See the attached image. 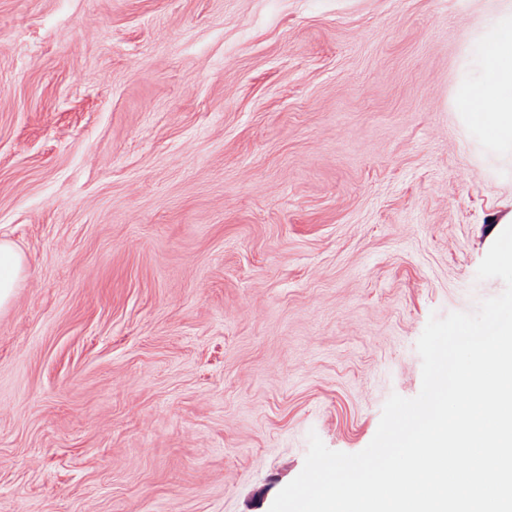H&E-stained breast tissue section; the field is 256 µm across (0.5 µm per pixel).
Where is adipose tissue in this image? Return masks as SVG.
Masks as SVG:
<instances>
[{
    "label": "adipose tissue",
    "mask_w": 512,
    "mask_h": 512,
    "mask_svg": "<svg viewBox=\"0 0 512 512\" xmlns=\"http://www.w3.org/2000/svg\"><path fill=\"white\" fill-rule=\"evenodd\" d=\"M452 106L489 145L512 150V0L470 38Z\"/></svg>",
    "instance_id": "obj_1"
}]
</instances>
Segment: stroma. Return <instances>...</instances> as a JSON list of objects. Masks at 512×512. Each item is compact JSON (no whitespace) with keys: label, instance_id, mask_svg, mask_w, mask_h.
<instances>
[{"label":"stroma","instance_id":"35a3bbf8","mask_svg":"<svg viewBox=\"0 0 512 512\" xmlns=\"http://www.w3.org/2000/svg\"><path fill=\"white\" fill-rule=\"evenodd\" d=\"M495 0H0V512H269L502 293ZM499 1L466 46L452 106L489 145L512 151V1ZM25 264L23 254L15 245L0 238V307L11 301Z\"/></svg>","mask_w":512,"mask_h":512}]
</instances>
